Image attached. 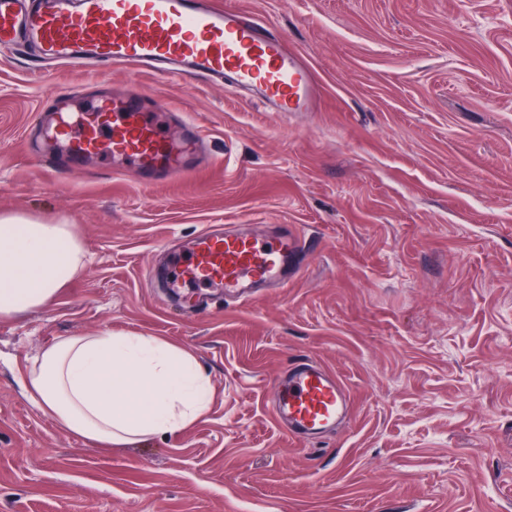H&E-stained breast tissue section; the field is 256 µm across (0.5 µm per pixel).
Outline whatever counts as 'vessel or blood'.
Instances as JSON below:
<instances>
[{"instance_id": "1", "label": "vessel or blood", "mask_w": 512, "mask_h": 512, "mask_svg": "<svg viewBox=\"0 0 512 512\" xmlns=\"http://www.w3.org/2000/svg\"><path fill=\"white\" fill-rule=\"evenodd\" d=\"M50 64L130 65L230 83L255 94L271 112H311L319 85L301 53L267 24L206 0H0V46ZM35 150L43 169L72 170L108 159L113 171L131 173L151 189L194 170L207 159L201 127L158 100L96 88L90 105L52 96ZM308 256L294 224L271 225L260 239L236 224L198 232L171 281L199 288L190 306L202 312L210 295L245 304L285 287ZM272 413L289 436L326 438L346 423L350 402L342 381L308 358L290 363L275 388Z\"/></svg>"}]
</instances>
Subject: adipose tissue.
<instances>
[{"label": "adipose tissue", "instance_id": "ef3b65f1", "mask_svg": "<svg viewBox=\"0 0 512 512\" xmlns=\"http://www.w3.org/2000/svg\"><path fill=\"white\" fill-rule=\"evenodd\" d=\"M86 266L75 225L0 214V319L50 303ZM20 382L44 415L97 448L181 430L211 402L190 353L109 331L60 338L26 364Z\"/></svg>", "mask_w": 512, "mask_h": 512}]
</instances>
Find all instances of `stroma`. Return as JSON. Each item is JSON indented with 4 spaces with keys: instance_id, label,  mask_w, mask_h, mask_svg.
I'll use <instances>...</instances> for the list:
<instances>
[{
    "instance_id": "35a3bbf8",
    "label": "stroma",
    "mask_w": 512,
    "mask_h": 512,
    "mask_svg": "<svg viewBox=\"0 0 512 512\" xmlns=\"http://www.w3.org/2000/svg\"><path fill=\"white\" fill-rule=\"evenodd\" d=\"M311 64L315 111L115 65L35 73L0 48V213L76 225L90 262L0 321V512H512V0H210ZM105 82L198 122L208 160L145 190L108 166L41 170L39 101ZM207 224H295L287 287L189 314L151 271ZM156 336L197 358L191 426L101 449L20 391L62 336ZM298 357L338 376L348 422L301 444L272 418Z\"/></svg>"
}]
</instances>
